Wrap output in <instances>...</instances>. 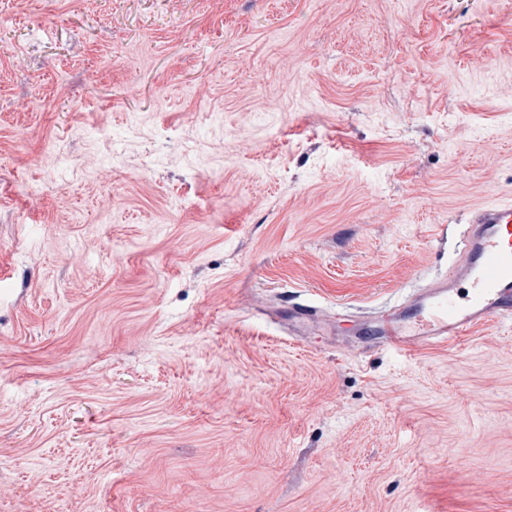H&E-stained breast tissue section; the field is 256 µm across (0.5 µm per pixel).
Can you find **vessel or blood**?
<instances>
[{
	"label": "vessel or blood",
	"mask_w": 512,
	"mask_h": 512,
	"mask_svg": "<svg viewBox=\"0 0 512 512\" xmlns=\"http://www.w3.org/2000/svg\"><path fill=\"white\" fill-rule=\"evenodd\" d=\"M512 319V198L476 207L446 273L406 296L391 318L370 323L382 343L403 351L467 335L491 319Z\"/></svg>",
	"instance_id": "obj_1"
}]
</instances>
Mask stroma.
<instances>
[{
	"instance_id": "obj_1",
	"label": "stroma",
	"mask_w": 512,
	"mask_h": 512,
	"mask_svg": "<svg viewBox=\"0 0 512 512\" xmlns=\"http://www.w3.org/2000/svg\"><path fill=\"white\" fill-rule=\"evenodd\" d=\"M510 88L512 0H0V512H512V319L353 330L512 195ZM278 313L280 318L288 324V328L304 324L315 314L312 307L299 303H292L286 309H279Z\"/></svg>"
}]
</instances>
